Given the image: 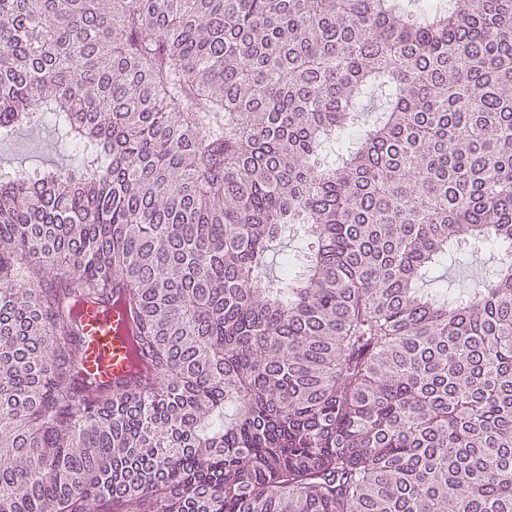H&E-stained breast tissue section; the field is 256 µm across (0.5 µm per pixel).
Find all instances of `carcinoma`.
<instances>
[{
    "instance_id": "obj_1",
    "label": "carcinoma",
    "mask_w": 512,
    "mask_h": 512,
    "mask_svg": "<svg viewBox=\"0 0 512 512\" xmlns=\"http://www.w3.org/2000/svg\"><path fill=\"white\" fill-rule=\"evenodd\" d=\"M32 122L80 162L0 175V512H512V0H0ZM296 227L288 239H284L283 243L276 245L272 250L268 259V267L265 270V273L270 275V277L280 275L287 257L288 260L292 258L299 260L306 250L309 239L306 237L301 226L297 225ZM457 251L461 253V258L468 264L469 269L473 271V273L480 269L483 265H491L497 259V250L487 249L483 250L481 253L471 255V247L468 244L460 243L457 247ZM83 327L85 364L98 381L110 382L129 371L128 331L123 311L112 305L87 306Z\"/></svg>"
}]
</instances>
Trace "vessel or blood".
Segmentation results:
<instances>
[{
    "mask_svg": "<svg viewBox=\"0 0 512 512\" xmlns=\"http://www.w3.org/2000/svg\"><path fill=\"white\" fill-rule=\"evenodd\" d=\"M83 328L85 364L97 380L110 382L129 370L127 325L122 310L109 305L85 307Z\"/></svg>",
    "mask_w": 512,
    "mask_h": 512,
    "instance_id": "vessel-or-blood-1",
    "label": "vessel or blood"
}]
</instances>
